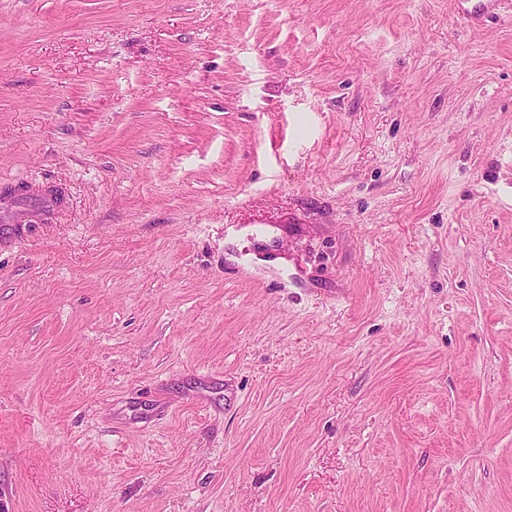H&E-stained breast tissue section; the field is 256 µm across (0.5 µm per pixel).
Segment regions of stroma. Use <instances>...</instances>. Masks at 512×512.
<instances>
[{"instance_id": "1", "label": "stroma", "mask_w": 512, "mask_h": 512, "mask_svg": "<svg viewBox=\"0 0 512 512\" xmlns=\"http://www.w3.org/2000/svg\"><path fill=\"white\" fill-rule=\"evenodd\" d=\"M0 512H512V0H0Z\"/></svg>"}]
</instances>
